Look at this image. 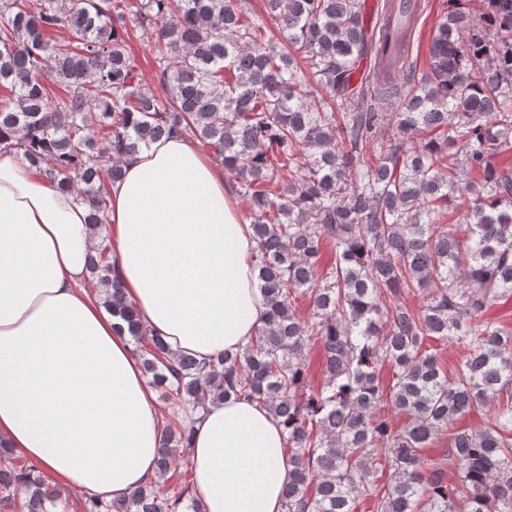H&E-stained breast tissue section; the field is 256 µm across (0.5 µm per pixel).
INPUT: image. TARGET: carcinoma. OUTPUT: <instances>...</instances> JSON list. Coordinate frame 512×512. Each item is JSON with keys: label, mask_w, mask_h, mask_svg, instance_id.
I'll list each match as a JSON object with an SVG mask.
<instances>
[{"label": "carcinoma", "mask_w": 512, "mask_h": 512, "mask_svg": "<svg viewBox=\"0 0 512 512\" xmlns=\"http://www.w3.org/2000/svg\"><path fill=\"white\" fill-rule=\"evenodd\" d=\"M263 2L276 32L238 0H0V151L24 150L98 229L121 155L183 130L222 158L249 204L268 306L246 346L176 357L138 322L108 246L88 270L162 398L193 411L246 399L282 420L286 512H357L361 499L373 512H512V330L485 318L512 297V164L493 161L512 146V0L447 13L427 70L404 54L371 92L354 85L356 63L407 40L371 35L365 0ZM130 15L154 29L164 97L138 76ZM310 88L330 98L312 103ZM436 343L466 355L447 370ZM489 403L486 426L455 428ZM444 431L447 454L425 458ZM186 434L166 425L160 479ZM189 490L144 485L83 512H200ZM68 508L37 463L0 467V512Z\"/></svg>", "instance_id": "carcinoma-1"}]
</instances>
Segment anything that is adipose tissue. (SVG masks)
<instances>
[{
  "label": "adipose tissue",
  "mask_w": 512,
  "mask_h": 512,
  "mask_svg": "<svg viewBox=\"0 0 512 512\" xmlns=\"http://www.w3.org/2000/svg\"><path fill=\"white\" fill-rule=\"evenodd\" d=\"M105 232L124 294L150 334L203 360L265 319L255 242L224 165L174 134L123 158ZM88 210L0 153V442L85 495L155 481L162 417L127 336L88 288ZM200 512H284L280 420L228 399L186 416Z\"/></svg>",
  "instance_id": "ef3b65f1"
}]
</instances>
